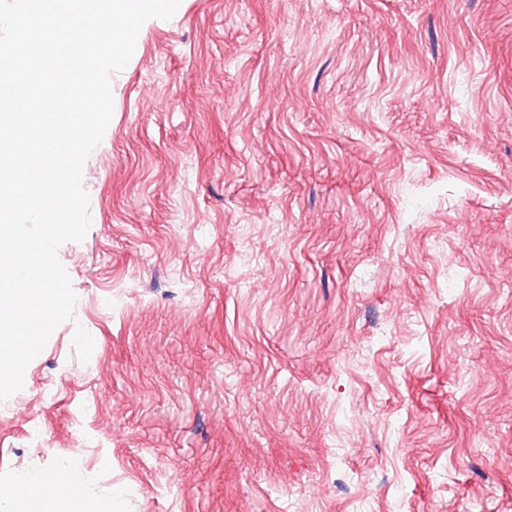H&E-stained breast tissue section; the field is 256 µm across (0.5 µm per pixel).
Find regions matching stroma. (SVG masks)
Masks as SVG:
<instances>
[{"label":"stroma","instance_id":"35a3bbf8","mask_svg":"<svg viewBox=\"0 0 512 512\" xmlns=\"http://www.w3.org/2000/svg\"><path fill=\"white\" fill-rule=\"evenodd\" d=\"M111 90L0 512H512V0H181ZM68 483L66 490L55 496L45 495L43 485L40 479H24L18 482L12 491L13 497H19L28 504V511H33V506L38 503L41 512H54L56 510V500L63 498H81L82 489L80 485L67 474L63 476Z\"/></svg>","mask_w":512,"mask_h":512}]
</instances>
